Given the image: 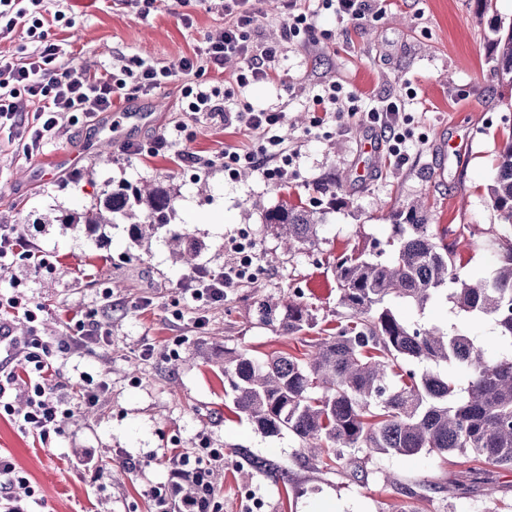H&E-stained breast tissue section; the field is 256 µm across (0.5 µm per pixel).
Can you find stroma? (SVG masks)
I'll use <instances>...</instances> for the list:
<instances>
[{
	"instance_id": "obj_1",
	"label": "stroma",
	"mask_w": 512,
	"mask_h": 512,
	"mask_svg": "<svg viewBox=\"0 0 512 512\" xmlns=\"http://www.w3.org/2000/svg\"><path fill=\"white\" fill-rule=\"evenodd\" d=\"M314 15L322 38L310 44L282 38L281 11L262 9L253 33L261 47L279 45L276 75L241 88L228 84L230 102L280 112L272 128L297 151L288 179L279 183L261 172L236 177L221 165L185 166L173 154L147 158L121 155L123 140L112 139L115 114L147 112L149 123L125 140L143 143L181 123L194 132L187 152L215 158L224 147H252V131L178 109L186 74L177 66L205 38L224 26L222 0H194L181 8L159 0L139 18L123 0H45L48 11L75 17L65 32V63L89 65L106 74L118 60L142 58L174 69L154 94L118 104L94 127H69L44 152L26 157L19 142L0 132V225L13 224L33 243L34 256L0 267V294L12 296L22 282L26 299L46 313L37 325L12 319L13 333L60 341L63 320L96 313L112 331L108 344L70 356L74 411L60 444H44L8 416H0V453L11 456L36 490L40 512H154L153 492L172 483L166 449L192 458L198 448L224 451L211 488L213 512H512V471L479 470L464 457L426 452L407 457L348 453L335 467L299 455L288 432L269 437L230 410L232 394L212 371L225 351L262 357L272 350L302 355L307 333L287 336L263 323L258 302L266 297L303 295L326 327L336 316V259L354 247L377 248L390 256L391 206L422 198L436 230L454 224L486 229L496 224L487 189L495 175L501 142L512 133V80L495 76L489 63L496 27L512 26V0H369L359 26L301 0ZM189 11L185 25L181 11ZM335 83L358 110L398 97L410 116L411 135L400 157L370 159L364 142L381 131L358 119L309 122L313 98ZM65 150L82 154L74 166H57ZM366 178H359L360 168ZM342 182L341 203L315 192L316 184ZM151 182L175 194L171 221L202 243L200 265L219 270L234 261L228 238L251 239L249 279L225 289L218 303L179 300L189 267L176 263L166 233L138 244L126 225L103 234L63 229L54 215L80 212L124 184ZM317 207L324 213L315 246L286 250L264 221L282 203ZM50 268H42L41 259ZM394 311L417 327L465 325L450 303L437 299L425 310L395 300ZM204 319L196 328V319ZM107 381L94 409L81 403V387ZM287 466L276 478L244 463V456Z\"/></svg>"
}]
</instances>
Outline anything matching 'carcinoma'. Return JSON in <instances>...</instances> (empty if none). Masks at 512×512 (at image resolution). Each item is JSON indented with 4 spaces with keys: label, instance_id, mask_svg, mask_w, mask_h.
Here are the masks:
<instances>
[{
    "label": "carcinoma",
    "instance_id": "cac0c4a2",
    "mask_svg": "<svg viewBox=\"0 0 512 512\" xmlns=\"http://www.w3.org/2000/svg\"><path fill=\"white\" fill-rule=\"evenodd\" d=\"M492 70L512 80V27L493 43ZM488 195L500 223L483 240V230L459 224L448 228L451 240L445 241L428 224L422 199L391 207V258L353 249L336 261L343 311L336 313V327L307 341L304 357L278 351L258 361L246 352L224 351L219 371L234 393L235 413L266 436L293 433L302 457L330 458L338 448L395 457L459 453L512 470V353L491 358L466 327H413L386 306L395 297L423 310L443 296L468 320H493L500 341L512 346V136L502 144ZM173 202L163 186L125 185L59 222L93 230L126 224L140 243L163 229L174 260L194 267L202 245L170 224ZM264 219L290 251L315 244L323 216L285 203ZM463 242L494 253L491 277L474 282L462 276L455 258ZM260 316L283 335L317 326L296 294L266 298ZM406 361L453 364L470 379L460 392L450 375L418 373L405 368Z\"/></svg>",
    "mask_w": 512,
    "mask_h": 512
}]
</instances>
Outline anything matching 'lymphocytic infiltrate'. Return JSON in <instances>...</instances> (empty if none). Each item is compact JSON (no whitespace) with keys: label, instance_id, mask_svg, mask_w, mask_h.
Wrapping results in <instances>:
<instances>
[{"label":"lymphocytic infiltrate","instance_id":"1","mask_svg":"<svg viewBox=\"0 0 512 512\" xmlns=\"http://www.w3.org/2000/svg\"><path fill=\"white\" fill-rule=\"evenodd\" d=\"M42 0H0V40L15 28H25L34 48L5 54L0 52V128L15 133L26 156L43 152L49 141L64 127L93 122L120 100L144 97L167 84L174 70L140 59H130L120 73L106 77L89 74L77 66L62 65L66 42L57 29L72 27L73 17L63 11L43 14ZM259 9L254 0H224L223 29L208 37L193 56L182 58L178 70L194 74V81L180 89L182 108L204 116L221 117L257 131L259 138L251 148L241 151L225 148L221 155L224 171L235 176L241 169L262 171L268 179L287 181L292 161L283 140L269 136L279 124L275 111L255 110L250 104L229 107L224 103V89L208 81V74L224 71L226 59L241 61L235 81L239 87L270 81L277 50L258 47L252 40ZM405 104L399 99H385L365 113L370 126L379 127L387 150L400 155L410 132L400 114ZM245 264H231L208 274L195 270L182 285L183 294L194 301L219 302L224 291L246 278ZM67 342L57 345L36 336H14L8 323L0 321V415L11 417L41 442L63 433V423L72 413L63 383H49L47 371L61 358L104 344L109 335L106 323L93 317L66 323ZM23 390L24 408H16L14 390ZM35 490L28 477L10 456L0 454V512H24L23 502L34 499Z\"/></svg>","mask_w":512,"mask_h":512}]
</instances>
